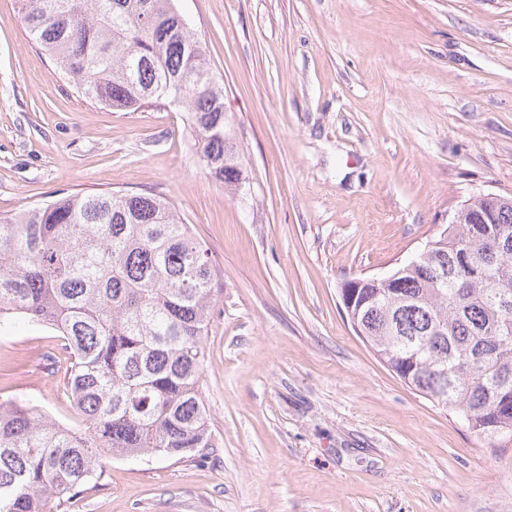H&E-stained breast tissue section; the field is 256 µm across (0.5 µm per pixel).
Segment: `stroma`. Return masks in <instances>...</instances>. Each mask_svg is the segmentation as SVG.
<instances>
[{
  "label": "stroma",
  "instance_id": "1",
  "mask_svg": "<svg viewBox=\"0 0 512 512\" xmlns=\"http://www.w3.org/2000/svg\"><path fill=\"white\" fill-rule=\"evenodd\" d=\"M247 178L201 168L185 114L80 97L0 0V214L60 192L170 199L220 273L212 447L112 459L57 512H512V446L409 388L353 331L466 200L512 194V0H177ZM48 329L0 334V400L79 427Z\"/></svg>",
  "mask_w": 512,
  "mask_h": 512
}]
</instances>
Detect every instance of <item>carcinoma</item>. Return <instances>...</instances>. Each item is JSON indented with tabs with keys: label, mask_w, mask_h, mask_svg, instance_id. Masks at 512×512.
Listing matches in <instances>:
<instances>
[{
	"label": "carcinoma",
	"mask_w": 512,
	"mask_h": 512,
	"mask_svg": "<svg viewBox=\"0 0 512 512\" xmlns=\"http://www.w3.org/2000/svg\"><path fill=\"white\" fill-rule=\"evenodd\" d=\"M32 40L74 91L115 110L177 105L207 174L244 189L224 86L175 0H21ZM495 224H449L421 264L357 291L362 338L410 388L478 437L512 443V208ZM220 274L168 199L64 193L0 216V332L24 318L55 331L68 428L0 401V512H52L116 457L209 448L199 383Z\"/></svg>",
	"instance_id": "carcinoma-1"
}]
</instances>
